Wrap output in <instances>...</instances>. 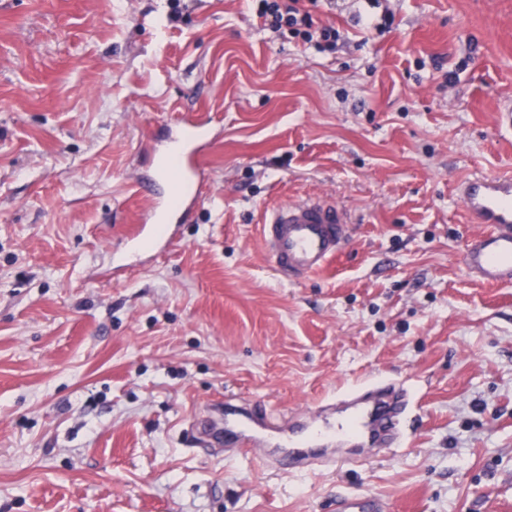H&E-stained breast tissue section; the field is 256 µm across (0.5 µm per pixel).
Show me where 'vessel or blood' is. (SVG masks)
Wrapping results in <instances>:
<instances>
[{
  "label": "vessel or blood",
  "instance_id": "vessel-or-blood-1",
  "mask_svg": "<svg viewBox=\"0 0 512 512\" xmlns=\"http://www.w3.org/2000/svg\"><path fill=\"white\" fill-rule=\"evenodd\" d=\"M168 143L157 154L152 176L144 184L150 204L131 225L126 248L132 255L155 247L178 223L196 197L190 187L207 178L206 157L211 122L202 113H189L168 130ZM463 207L481 224L480 233L464 246L468 273L490 286L512 284V174H477L457 190ZM349 220L336 205L318 198L286 202L267 211L261 226L265 253L279 275L294 279L323 268L346 241ZM414 403L401 383L378 382L354 391L341 402V417L320 419L316 411L282 419L260 404L225 403L224 424L204 422L200 443L225 444L245 455H257L263 466L300 471L330 467L328 448H399L406 442L403 423ZM338 512H391V504L376 495L340 496Z\"/></svg>",
  "mask_w": 512,
  "mask_h": 512
}]
</instances>
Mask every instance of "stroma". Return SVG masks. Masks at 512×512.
Instances as JSON below:
<instances>
[{"instance_id":"35a3bbf8","label":"stroma","mask_w":512,"mask_h":512,"mask_svg":"<svg viewBox=\"0 0 512 512\" xmlns=\"http://www.w3.org/2000/svg\"><path fill=\"white\" fill-rule=\"evenodd\" d=\"M334 51L249 0H0V512H512V286L459 260L456 195L512 171V0H321ZM216 137L187 223L133 266L152 146ZM319 196L349 239L270 267L267 208ZM378 380L407 447L280 473L196 448L228 394L280 413ZM338 512H390L391 504L380 496L342 495L337 502Z\"/></svg>"}]
</instances>
